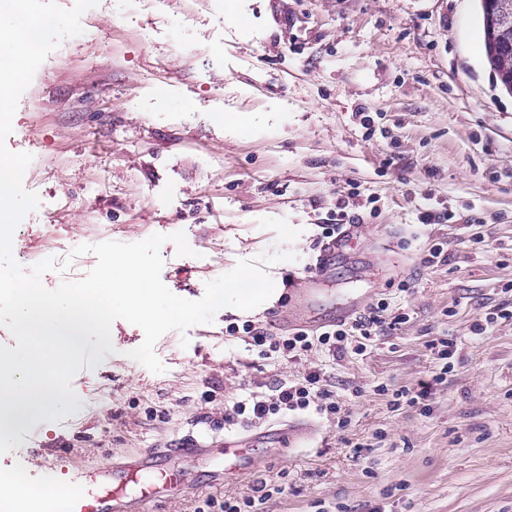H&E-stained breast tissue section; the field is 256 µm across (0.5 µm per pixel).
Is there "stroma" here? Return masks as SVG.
Masks as SVG:
<instances>
[{
    "mask_svg": "<svg viewBox=\"0 0 512 512\" xmlns=\"http://www.w3.org/2000/svg\"><path fill=\"white\" fill-rule=\"evenodd\" d=\"M81 24L87 37L36 71L6 141L32 154L24 186L40 199L14 234L23 267L181 231L195 254L165 243L161 279L198 300L239 260L290 251L266 269L282 290L257 315L270 323L353 189L374 210L314 314L384 298L409 320L330 361L346 427L304 414L311 438L280 455L254 445L253 472L221 487L212 460L254 428L225 421V397L307 362L260 358L225 334L241 316L220 311L161 336L155 374L129 356L142 329L115 320L114 353L73 379L79 410L19 427L0 471L41 493L44 463L103 468L191 435L212 451L178 460L192 486L154 512H204L263 478L284 489L269 512H512V95L486 63L479 0H98ZM430 200L450 221L421 226ZM438 241L447 263L423 266ZM499 309L510 317L473 332ZM440 340L447 382L428 407L393 406L436 371Z\"/></svg>",
    "mask_w": 512,
    "mask_h": 512,
    "instance_id": "obj_1",
    "label": "stroma"
}]
</instances>
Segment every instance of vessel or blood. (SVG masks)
<instances>
[{"label": "vessel or blood", "instance_id": "1", "mask_svg": "<svg viewBox=\"0 0 512 512\" xmlns=\"http://www.w3.org/2000/svg\"><path fill=\"white\" fill-rule=\"evenodd\" d=\"M314 427L305 421H291L277 428L275 434L280 450H287L294 442L312 436ZM262 431L252 432L226 442L225 449L233 453L232 472L221 469L211 471L209 482L223 485L228 476L249 474L255 460L243 443H256L265 439ZM196 439H188L175 447L150 448L127 455L122 461L104 470L78 468L68 479H60L55 465H48L42 475L44 485L59 495L65 503V512H151V503L165 493L186 488L183 474L166 467L171 457H189L199 453Z\"/></svg>", "mask_w": 512, "mask_h": 512}]
</instances>
